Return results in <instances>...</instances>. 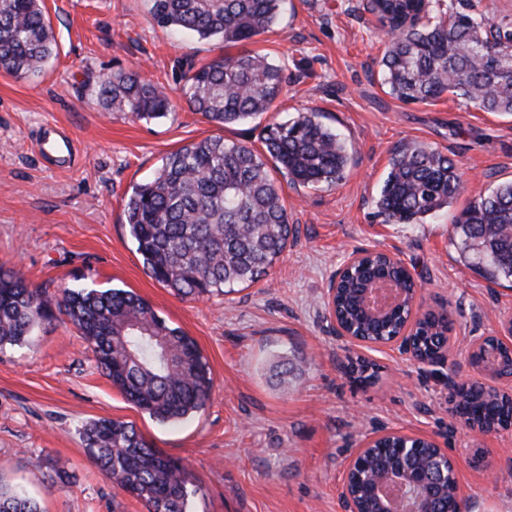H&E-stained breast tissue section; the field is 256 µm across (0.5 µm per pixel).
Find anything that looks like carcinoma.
<instances>
[{
  "label": "carcinoma",
  "instance_id": "1",
  "mask_svg": "<svg viewBox=\"0 0 512 512\" xmlns=\"http://www.w3.org/2000/svg\"><path fill=\"white\" fill-rule=\"evenodd\" d=\"M283 0H152L154 22L224 46L268 32ZM44 0H0V69L34 73L52 55L56 40ZM381 27L397 32L384 52L381 84L396 100L428 103L451 94L484 112L512 115V17L498 19L442 0H370ZM188 106L220 126L270 111L282 94L283 67L268 56L243 51L185 74ZM99 104L137 118H159L172 102L164 88L118 69L101 80ZM266 154L221 136L181 147L162 159L154 176L133 186L125 224L146 273L181 298L226 295L268 275L296 226L288 219L282 185L264 156L292 186L317 188L344 179L350 162L345 141L314 110L264 126ZM464 190L455 161L417 142L399 146L376 202L384 224H418L451 206ZM461 250L489 281H512V181L472 200L454 217ZM381 278L396 280L412 301L417 285L408 269L381 252L363 251L341 279L335 310L342 324L370 342L401 333L410 306L386 315L370 312L363 289ZM66 317L91 350L97 366L126 399L159 422H173L207 406L209 366L196 342L169 325L145 299L120 288L66 287L53 298L14 267L0 265V349L30 341L45 322ZM454 320L446 310L416 317L410 339L416 358L448 348ZM497 372L512 376V349L497 352ZM354 381L374 374L350 362ZM454 412L485 429L512 426V398L479 382L450 393ZM91 459L112 483L142 501L147 512H188L198 491L190 469L150 447L131 422L99 419L80 431ZM400 439L373 442L365 467L350 487L364 512H378L371 485L390 467L422 473L425 512H450L455 495L437 475L436 449L428 441L403 460ZM0 512H42L33 498L0 483Z\"/></svg>",
  "mask_w": 512,
  "mask_h": 512
}]
</instances>
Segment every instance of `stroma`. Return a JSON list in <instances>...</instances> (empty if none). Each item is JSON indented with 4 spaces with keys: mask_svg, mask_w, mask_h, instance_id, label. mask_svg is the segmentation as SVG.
<instances>
[{
    "mask_svg": "<svg viewBox=\"0 0 512 512\" xmlns=\"http://www.w3.org/2000/svg\"><path fill=\"white\" fill-rule=\"evenodd\" d=\"M368 3L286 0L271 31L244 45L283 67L282 95L271 112L221 128L189 108L183 74L224 55L222 43L158 26L151 0H44L55 53L33 75L0 70V265L52 293L84 284L140 295L195 340L213 389L205 410L161 424L101 374L70 323L51 322L33 343L1 350L0 481L24 487L42 512H147L79 439L83 424L101 418L133 423L153 448L191 469L200 490L190 512H345L350 457L390 432L445 449L458 466L465 512H512V429H467L448 403L453 385L478 377L470 339L500 335L512 318V283L469 267L453 236L454 215L512 181V116L448 94L428 104L393 99L381 85L386 37ZM119 68L164 86L171 111L156 119L105 111L98 83ZM310 109L346 141L351 160L339 184L284 186L298 233L269 274L198 300L148 276L125 224L133 185L168 153L210 136L263 152L267 123ZM50 123L72 141L70 164H51L34 148ZM409 141L454 159L466 190L424 223L385 224L376 215L379 189L394 150ZM360 249L401 260L425 308L452 314L447 359L422 363L394 343L337 338L330 283ZM357 357L376 366V384L352 381L347 365ZM58 463L74 475L64 488L50 479Z\"/></svg>",
    "mask_w": 512,
    "mask_h": 512,
    "instance_id": "stroma-1",
    "label": "stroma"
}]
</instances>
